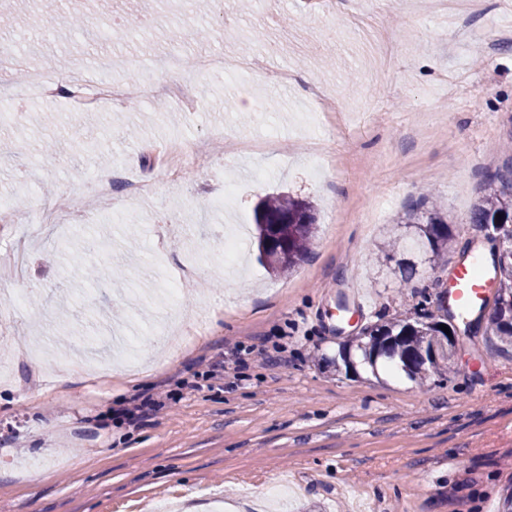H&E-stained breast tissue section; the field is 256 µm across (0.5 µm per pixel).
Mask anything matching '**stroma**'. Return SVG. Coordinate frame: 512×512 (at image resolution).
<instances>
[{
	"mask_svg": "<svg viewBox=\"0 0 512 512\" xmlns=\"http://www.w3.org/2000/svg\"><path fill=\"white\" fill-rule=\"evenodd\" d=\"M276 2L224 0L217 15L192 0H87L119 18L111 39L40 25L42 0H0V44L29 34L0 70V257L95 170L155 182L133 203L115 185V212H94L82 233L47 228L24 243L27 274L11 289L28 303L0 328V512H153L175 500L212 512L217 499L250 512L245 483L287 479L304 494L267 500L270 512H355L358 496L377 512H503L512 496V350L487 339V312L453 316L459 344L443 378L336 363L364 326L437 313L456 263L496 247L470 216L486 173L512 168V0H485L464 40L437 0ZM269 12L289 44L268 34ZM148 13L154 25L141 28ZM214 52L258 55L294 78L284 88L198 70ZM110 53L137 62L111 74L144 86L127 105L73 112L25 91L29 71L56 81ZM172 55L181 75L162 69ZM182 77L200 90L191 111L167 92ZM315 85L335 112L318 115ZM173 139L189 152L208 141L211 156L175 184L148 160ZM230 180L234 213L210 209ZM278 192L314 207L306 259L273 274L249 236L242 267L225 269L226 229L252 226L256 202ZM428 196L454 237L403 290L393 262L369 256ZM189 256L197 271L169 302L165 282ZM355 291L366 309L338 311ZM148 397L163 407L126 424L122 409Z\"/></svg>",
	"mask_w": 512,
	"mask_h": 512,
	"instance_id": "obj_1",
	"label": "stroma"
}]
</instances>
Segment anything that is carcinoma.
Listing matches in <instances>:
<instances>
[{"mask_svg": "<svg viewBox=\"0 0 512 512\" xmlns=\"http://www.w3.org/2000/svg\"><path fill=\"white\" fill-rule=\"evenodd\" d=\"M484 191L472 211L471 223L512 241V176L488 174ZM498 214L502 218H496ZM253 221L257 246L268 244L270 253L278 256L276 263L268 264L267 268L282 274L294 271L306 258L315 232L313 206L289 195H270L260 200ZM405 226L411 229L415 249L425 261L435 265L443 260L453 233L436 203L421 202ZM493 268L497 289L485 333L500 345L512 347V254L503 261L495 260ZM436 336L449 338L431 314L424 313L414 322L394 318L385 324L364 327L354 337L356 345L339 346L338 356L348 367L352 350L356 349L361 353V362L373 371L391 363L410 378H440L451 356L434 348Z\"/></svg>", "mask_w": 512, "mask_h": 512, "instance_id": "carcinoma-1", "label": "carcinoma"}]
</instances>
